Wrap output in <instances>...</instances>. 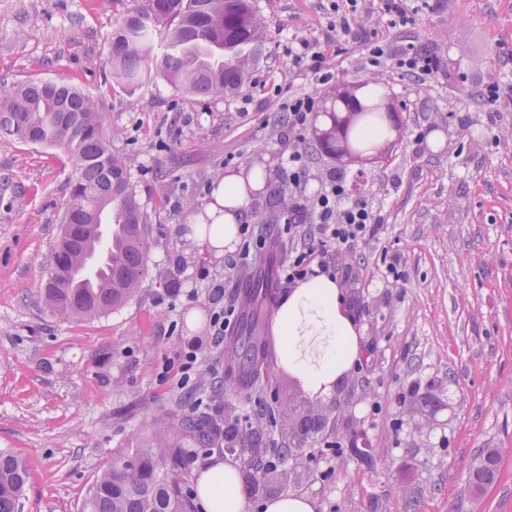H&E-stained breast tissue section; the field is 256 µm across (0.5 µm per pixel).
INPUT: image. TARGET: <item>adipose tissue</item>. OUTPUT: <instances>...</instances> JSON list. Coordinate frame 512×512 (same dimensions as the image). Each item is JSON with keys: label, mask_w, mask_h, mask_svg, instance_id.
Instances as JSON below:
<instances>
[{"label": "adipose tissue", "mask_w": 512, "mask_h": 512, "mask_svg": "<svg viewBox=\"0 0 512 512\" xmlns=\"http://www.w3.org/2000/svg\"><path fill=\"white\" fill-rule=\"evenodd\" d=\"M263 188L258 170L226 173L215 182L203 212L194 215L185 239L202 246L213 258L233 253L246 207ZM272 332L281 366L296 375L315 397L334 390L362 354L341 289L326 275L300 283L280 296ZM195 484L199 512H250L234 462L211 458L196 469Z\"/></svg>", "instance_id": "adipose-tissue-1"}]
</instances>
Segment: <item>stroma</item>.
Here are the masks:
<instances>
[{
	"mask_svg": "<svg viewBox=\"0 0 512 512\" xmlns=\"http://www.w3.org/2000/svg\"><path fill=\"white\" fill-rule=\"evenodd\" d=\"M134 3L0 0V95L54 80L102 101L151 227L135 299L93 320L56 319L42 289L76 169L62 151L0 137V451L28 466L22 512H82L113 457L145 447L174 416L203 412L249 418L265 448L287 445L303 419L325 418L301 455L277 458L250 496L256 505L294 493L315 512H512V111L486 126L482 99L492 84L512 86V0H435L386 29L391 44L423 43L443 58L444 76L426 81L369 72L361 41L335 43L329 0H256L263 56L221 99L162 80L113 82L108 44ZM297 38L334 52L332 81L290 65ZM369 77L402 124L387 163L337 162L313 118L291 134L281 110L289 94L322 106ZM295 150L308 191L341 174L381 217L375 237L332 257L363 343L340 402L311 396L277 364L255 389L225 383L210 318L240 305L256 270L205 257L181 235L225 173L262 165L284 182ZM267 200L254 196L245 221L261 228L262 258L280 262L288 235L261 225ZM176 282L184 294L173 300ZM193 309L202 322L191 332ZM192 339L203 365L184 385L177 359ZM485 448L499 450L498 473L478 495L469 470Z\"/></svg>",
	"mask_w": 512,
	"mask_h": 512,
	"instance_id": "1",
	"label": "stroma"
}]
</instances>
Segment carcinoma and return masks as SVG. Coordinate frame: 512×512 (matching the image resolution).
<instances>
[{
	"label": "carcinoma",
	"mask_w": 512,
	"mask_h": 512,
	"mask_svg": "<svg viewBox=\"0 0 512 512\" xmlns=\"http://www.w3.org/2000/svg\"><path fill=\"white\" fill-rule=\"evenodd\" d=\"M266 28L255 0H141L116 22L108 49L112 80L129 88L154 75L186 96L222 99L233 94L262 57ZM385 97L377 90L363 94L357 113L331 118L315 129L317 140L337 144L362 157L372 152L370 134L383 129ZM63 151L79 170L72 184L62 223L70 225L52 252L43 296L61 320L93 319L125 306L140 291L146 238L150 228L133 188L125 158L112 149V133L100 101L64 82L32 81L0 97V136ZM112 214L117 227L108 271L94 288H77L74 275L84 256L68 253L67 236L85 238L92 255L99 234L85 225L103 223ZM269 355L256 323L249 319L237 337L225 379L240 390L253 388L268 370ZM220 424L202 415L174 421L149 448H135L102 471L89 490L83 512H189L180 487L188 465L173 441L188 435L211 445ZM484 465L470 471V483L484 487L497 472L499 450L487 448ZM28 477L22 460L0 451V512H21Z\"/></svg>",
	"instance_id": "obj_1"
}]
</instances>
